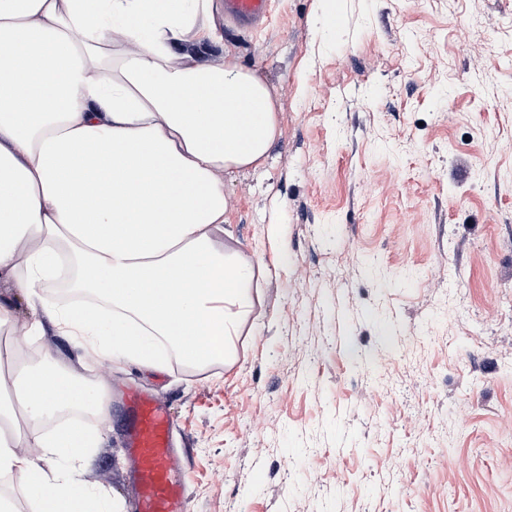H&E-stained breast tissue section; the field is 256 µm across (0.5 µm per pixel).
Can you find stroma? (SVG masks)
<instances>
[{
  "instance_id": "35a3bbf8",
  "label": "stroma",
  "mask_w": 512,
  "mask_h": 512,
  "mask_svg": "<svg viewBox=\"0 0 512 512\" xmlns=\"http://www.w3.org/2000/svg\"><path fill=\"white\" fill-rule=\"evenodd\" d=\"M336 15L337 31L316 23ZM213 56L281 135L226 184L262 261L231 364L109 361L84 480L128 502L118 393L174 418L188 512H512V0H275ZM25 352L81 353L0 285Z\"/></svg>"
}]
</instances>
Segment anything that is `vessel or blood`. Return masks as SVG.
I'll return each mask as SVG.
<instances>
[{"label": "vessel or blood", "instance_id": "1", "mask_svg": "<svg viewBox=\"0 0 512 512\" xmlns=\"http://www.w3.org/2000/svg\"><path fill=\"white\" fill-rule=\"evenodd\" d=\"M273 0H224L225 18L250 26L270 18ZM126 446L134 512H188L186 484L171 441L174 420L146 396L126 397Z\"/></svg>", "mask_w": 512, "mask_h": 512}]
</instances>
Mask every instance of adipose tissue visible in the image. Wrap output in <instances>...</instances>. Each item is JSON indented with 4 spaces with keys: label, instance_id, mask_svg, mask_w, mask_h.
I'll list each match as a JSON object with an SVG mask.
<instances>
[{
    "label": "adipose tissue",
    "instance_id": "1",
    "mask_svg": "<svg viewBox=\"0 0 512 512\" xmlns=\"http://www.w3.org/2000/svg\"><path fill=\"white\" fill-rule=\"evenodd\" d=\"M218 0H0V279L85 358L232 362L261 263L224 241L226 178L264 163L277 100L209 56ZM104 392L44 359L0 372V477L35 512H122L81 477L72 408ZM42 449L34 462L29 447Z\"/></svg>",
    "mask_w": 512,
    "mask_h": 512
}]
</instances>
